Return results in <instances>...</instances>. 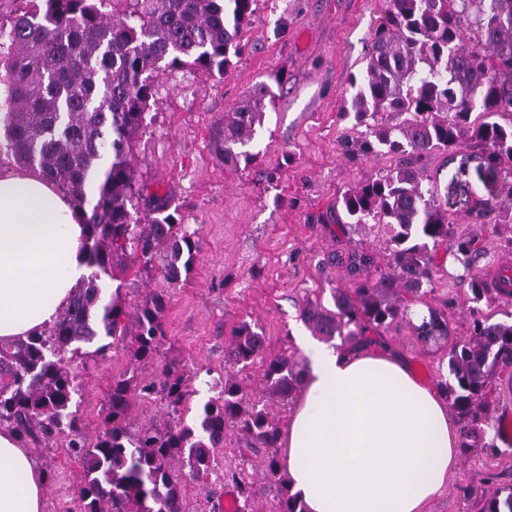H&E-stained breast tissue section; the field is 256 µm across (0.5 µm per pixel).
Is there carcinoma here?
<instances>
[{"label": "carcinoma", "instance_id": "obj_1", "mask_svg": "<svg viewBox=\"0 0 512 512\" xmlns=\"http://www.w3.org/2000/svg\"><path fill=\"white\" fill-rule=\"evenodd\" d=\"M105 0H29L10 20L9 46L0 53V119L14 159L37 168L85 217V262L90 275L73 288L67 306L48 327L27 339L0 343V425L20 443L66 436L68 454L82 461L79 512H183L175 463L196 474L212 469L213 449L226 429L256 451L264 476L275 482L278 512H307L290 492L276 448L280 428L268 410L300 392L304 368L284 354L266 353L265 336L241 323L227 339L230 370L214 380V395L194 426L183 420L134 427L136 402L159 397L169 413L183 410L191 376L175 362L163 365L160 384L138 368L154 362L167 341L168 293L154 292L134 311L119 295L105 298L104 277L116 260L134 256L146 273L158 271L171 287L189 272L198 230L177 222L168 199L145 193L131 164L155 102L156 74L204 69L223 76L230 54L258 0H132L128 12H108ZM344 115L365 127L358 150L390 155L386 174L345 189L338 197L346 223L390 230L386 268L368 253L347 256L354 287L336 289L335 310L305 306L300 316L322 336L346 340L390 329L410 319L438 273L437 247L456 237V275L473 303L467 339L448 345V378L440 390L461 422L462 447L492 448L491 393L495 375L512 368V322L495 321L479 304L489 287L477 272L488 254L476 235L455 234L416 163L442 153L458 161L454 179L469 165L493 175L499 197L480 201L476 215L512 221V0H389L360 79L349 83ZM275 95L256 85L224 115L216 154L227 166L255 161L244 150L263 124ZM135 318V349L127 370L112 378L103 430L89 439L80 424L81 390L75 361L105 352L128 335ZM424 345L448 338V322L431 309L414 326ZM93 345L92 351L83 346ZM261 369V395L251 397L238 375ZM225 478L248 502L253 483L229 471ZM481 512H512L503 495L471 489Z\"/></svg>", "mask_w": 512, "mask_h": 512}]
</instances>
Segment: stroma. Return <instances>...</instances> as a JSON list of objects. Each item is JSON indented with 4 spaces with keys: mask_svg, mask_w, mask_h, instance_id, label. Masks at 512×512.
Segmentation results:
<instances>
[{
    "mask_svg": "<svg viewBox=\"0 0 512 512\" xmlns=\"http://www.w3.org/2000/svg\"><path fill=\"white\" fill-rule=\"evenodd\" d=\"M387 2L259 0L243 47L224 75L169 70L158 79L151 124L134 150L135 169L150 191L169 198L182 223L198 228L199 250L180 287L167 288L159 274L141 273L135 259L106 286L119 288L131 308L153 291L168 289V341L161 359L180 361L193 374L187 424L197 421L201 390L223 375L225 341L241 322L261 328L268 353L302 360L295 337L308 329L300 311L309 303L333 309L336 289L350 285L341 258L366 252L377 263L386 260L387 233L337 223L336 199L396 163L388 155L358 154L361 129L343 114L349 82L365 66ZM258 83L268 84L277 98L250 145L257 159L245 168L224 165L214 152L224 114ZM421 171L446 195L457 230L488 242L491 251L479 265L480 275L488 279L512 265V223L479 222L470 214L476 201L497 197L496 179L474 171L465 183H454L453 166L438 153L424 159ZM452 249L449 243L438 247L443 270L424 302L447 313L450 338L462 340L473 315L466 288L452 277ZM367 338L391 344L428 386H437L447 370L446 345H422L408 322ZM129 361L128 351L114 348L80 367L79 414L89 436L102 431L112 378ZM27 449L55 476L44 486V512H73L84 479L80 461L53 445L31 443ZM228 463L244 469L256 487L247 512H275V484L264 477L260 457L238 450L232 431L215 449L208 477L183 476L184 512H214L211 487L232 493V484L220 482ZM468 488L512 489V446L459 451L445 491L426 512H481L480 500L465 497Z\"/></svg>",
    "mask_w": 512,
    "mask_h": 512,
    "instance_id": "obj_1",
    "label": "stroma"
}]
</instances>
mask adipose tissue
I'll return each instance as SVG.
<instances>
[{"label": "adipose tissue", "instance_id": "1", "mask_svg": "<svg viewBox=\"0 0 512 512\" xmlns=\"http://www.w3.org/2000/svg\"><path fill=\"white\" fill-rule=\"evenodd\" d=\"M84 220L39 170H0V342L49 326L89 269ZM306 372L281 435L307 512H424L455 469L456 421L387 348L301 340ZM44 475L0 428V512H44Z\"/></svg>", "mask_w": 512, "mask_h": 512}]
</instances>
